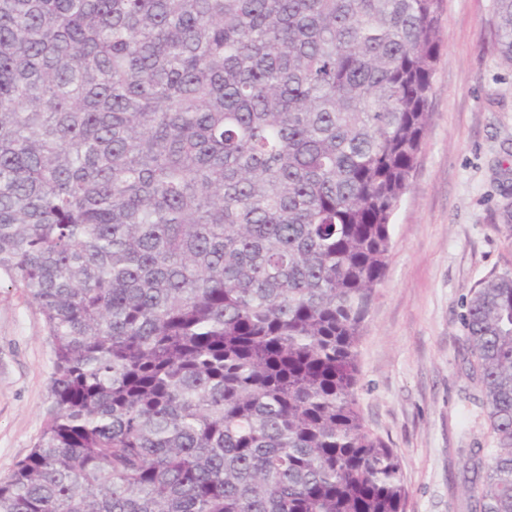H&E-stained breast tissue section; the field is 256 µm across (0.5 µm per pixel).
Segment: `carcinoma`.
Listing matches in <instances>:
<instances>
[{
  "label": "carcinoma",
  "instance_id": "carcinoma-1",
  "mask_svg": "<svg viewBox=\"0 0 512 512\" xmlns=\"http://www.w3.org/2000/svg\"><path fill=\"white\" fill-rule=\"evenodd\" d=\"M443 0H0V275L53 344L0 512H405L358 347ZM512 70V0H496ZM512 512V274L463 315Z\"/></svg>",
  "mask_w": 512,
  "mask_h": 512
}]
</instances>
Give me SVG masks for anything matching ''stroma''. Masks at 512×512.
I'll list each match as a JSON object with an SVG mask.
<instances>
[{"mask_svg":"<svg viewBox=\"0 0 512 512\" xmlns=\"http://www.w3.org/2000/svg\"><path fill=\"white\" fill-rule=\"evenodd\" d=\"M494 15L495 0H443L432 121L359 345L357 395L399 459L406 512H470L471 452L492 445L462 316L479 280L512 273V234L499 222L512 197V71ZM52 361L38 306L0 282V476L40 433Z\"/></svg>","mask_w":512,"mask_h":512,"instance_id":"obj_1","label":"stroma"}]
</instances>
